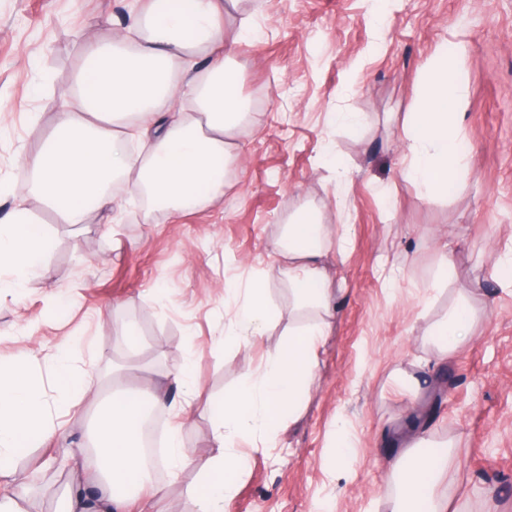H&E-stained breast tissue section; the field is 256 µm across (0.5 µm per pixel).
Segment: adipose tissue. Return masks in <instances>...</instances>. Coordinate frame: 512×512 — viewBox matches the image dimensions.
I'll return each instance as SVG.
<instances>
[{"label": "adipose tissue", "mask_w": 512, "mask_h": 512, "mask_svg": "<svg viewBox=\"0 0 512 512\" xmlns=\"http://www.w3.org/2000/svg\"><path fill=\"white\" fill-rule=\"evenodd\" d=\"M240 0H137L131 26L80 44V59L58 93V118L36 150L24 155L20 172L39 208L17 202L0 218V294L24 288L50 274L51 238L44 212L56 223H90L95 213L116 210L112 184L122 181L142 203L145 216L175 218L213 204L224 193L227 166L237 158L229 133L255 120L239 93L240 73L224 34V15ZM462 86L447 54H439L422 87L421 107L407 134L403 174L426 193L447 191L461 171L458 148L463 114ZM180 101L182 109L168 105ZM349 239L325 223L321 211L302 208L289 216L273 248L274 266L292 293L286 338L212 417L209 466L191 490L197 512H224L247 459L239 443L263 448L280 431L303 393L318 377L316 349L334 316L330 288L320 264L329 250L346 252ZM220 344L250 345L269 331L274 317L263 285H224ZM479 318L467 293H458L427 336L436 363L452 360L467 343ZM53 386L61 399L79 402L84 374L70 352L52 363ZM172 380L184 398L168 435L161 466L177 482L193 457L182 427L201 395L192 360ZM166 395L155 387L115 394L96 415L92 446L72 448L71 473L88 484H68L61 512H150L161 488L142 462L140 436L148 409L166 410ZM42 380L27 362L0 363V512H23L20 501L28 474L15 459L42 447L55 428ZM422 437L389 462L388 512H447L440 487L447 452Z\"/></svg>", "instance_id": "1"}]
</instances>
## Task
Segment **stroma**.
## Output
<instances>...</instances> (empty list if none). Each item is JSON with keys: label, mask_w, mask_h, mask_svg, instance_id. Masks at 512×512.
Wrapping results in <instances>:
<instances>
[{"label": "stroma", "mask_w": 512, "mask_h": 512, "mask_svg": "<svg viewBox=\"0 0 512 512\" xmlns=\"http://www.w3.org/2000/svg\"><path fill=\"white\" fill-rule=\"evenodd\" d=\"M132 13L133 0H0V215L24 198L20 161L56 121L76 31L101 37ZM242 13L258 35L234 60L256 123L236 138L242 160L227 170L223 197L175 222H143L134 203L117 221L68 226L46 216L51 277L0 296V357L36 354L46 375L70 350L88 394L58 435L78 443L112 368H136L133 387L145 376L166 384L193 356L202 396L182 437L195 465L159 506L195 512L188 489L208 459L212 408L282 333L217 346L224 283L265 276L288 216L312 205L350 238L345 256L322 260L336 318L316 383L274 447L251 454L224 512H385L387 462L424 431L456 439L445 483L455 512H512V268L495 263L512 236V0H242L225 28ZM443 50L463 89L464 168L447 193L429 197L404 178L403 156L423 78ZM47 73L53 92L33 96ZM340 112L359 113V123L337 122ZM437 238L454 248L441 292L430 289ZM389 257L403 265L392 285L381 272ZM476 283L472 339L448 365H430L427 326L455 290ZM123 322L136 326L138 344L122 338ZM398 367L423 375L421 398L401 395L390 378ZM342 430L351 448L340 459ZM42 456L31 448L18 458L34 473L24 512H57V491L72 480Z\"/></svg>", "instance_id": "obj_1"}]
</instances>
